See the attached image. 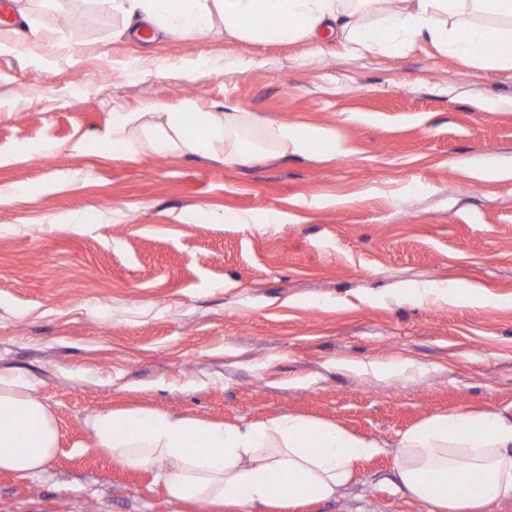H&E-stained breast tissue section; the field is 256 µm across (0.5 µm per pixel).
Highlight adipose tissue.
Wrapping results in <instances>:
<instances>
[{
	"instance_id": "adipose-tissue-1",
	"label": "adipose tissue",
	"mask_w": 512,
	"mask_h": 512,
	"mask_svg": "<svg viewBox=\"0 0 512 512\" xmlns=\"http://www.w3.org/2000/svg\"><path fill=\"white\" fill-rule=\"evenodd\" d=\"M355 0H112L126 25H148L171 35L203 38L215 16L231 36L270 39L341 38L353 57L395 54L427 40L462 64L512 66V0H408L406 10L382 11L378 22L355 19ZM459 14L483 16L480 24L449 28ZM152 134L161 152L200 156L236 165L240 143L259 133L271 154H309L325 147L327 131L279 124L251 112H116L112 137L136 153L134 131ZM95 448L126 468L154 471L173 502L199 501L213 512H247L260 504L288 508L334 497L353 477L360 459L376 455L379 442L317 419L281 416L265 423L227 426L200 419L131 410L97 412L84 420ZM61 434L50 404L32 380L0 371V472L36 477L55 456ZM395 469L404 490L430 512H487L512 499V417L459 409L438 413L399 434ZM486 477L477 493L465 486Z\"/></svg>"
}]
</instances>
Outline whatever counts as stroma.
<instances>
[{
  "instance_id": "stroma-1",
  "label": "stroma",
  "mask_w": 512,
  "mask_h": 512,
  "mask_svg": "<svg viewBox=\"0 0 512 512\" xmlns=\"http://www.w3.org/2000/svg\"><path fill=\"white\" fill-rule=\"evenodd\" d=\"M187 102L326 130L336 153L247 137L229 167L113 145V113ZM0 370L35 381L62 435L40 476L0 473V512H211L94 448L84 417L132 408L334 423L384 448L295 512H429L390 442L458 408L512 415V69L428 41L258 44L219 18L204 39L138 36L104 0H9Z\"/></svg>"
}]
</instances>
